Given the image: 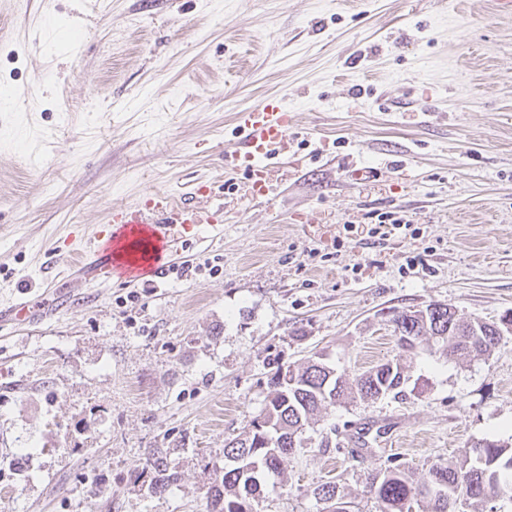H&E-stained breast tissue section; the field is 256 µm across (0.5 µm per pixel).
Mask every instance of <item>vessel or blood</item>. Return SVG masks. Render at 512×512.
<instances>
[{"instance_id": "1", "label": "vessel or blood", "mask_w": 512, "mask_h": 512, "mask_svg": "<svg viewBox=\"0 0 512 512\" xmlns=\"http://www.w3.org/2000/svg\"><path fill=\"white\" fill-rule=\"evenodd\" d=\"M236 142L224 154L226 171H245L254 199H266L273 161L290 163L293 115L279 103L265 102L237 112ZM209 185H198L190 199L156 194L112 209L79 249L78 274L90 282L119 277L126 282H158L174 269L173 257L184 239L202 240L224 232L223 205L207 206Z\"/></svg>"}]
</instances>
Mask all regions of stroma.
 <instances>
[{
  "mask_svg": "<svg viewBox=\"0 0 512 512\" xmlns=\"http://www.w3.org/2000/svg\"><path fill=\"white\" fill-rule=\"evenodd\" d=\"M280 101L299 172L270 200L225 173L236 112ZM376 176L349 182L320 154ZM224 236L158 285L71 276L108 209L198 183ZM409 229L370 236L380 214ZM217 260L219 270L204 264ZM0 512H207L224 443L315 354L346 378L393 358L396 311L512 315V15L496 0H10L0 10ZM401 399L318 414L260 512H378L387 459L423 476L512 444V334L407 357ZM177 479L151 488L156 459Z\"/></svg>",
  "mask_w": 512,
  "mask_h": 512,
  "instance_id": "obj_1",
  "label": "stroma"
}]
</instances>
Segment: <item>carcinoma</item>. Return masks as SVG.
Returning <instances> with one entry per match:
<instances>
[{
	"mask_svg": "<svg viewBox=\"0 0 512 512\" xmlns=\"http://www.w3.org/2000/svg\"><path fill=\"white\" fill-rule=\"evenodd\" d=\"M427 317L417 310L393 313V332L401 354L358 375L350 383L344 374L319 361L297 368L276 367L269 378L272 388L260 414L244 434L224 445V468L215 472L208 492L209 512H257L260 480L280 474L283 460L302 445L310 420L348 396L363 401L404 395L409 377L402 354L410 353L430 338L450 357L485 356L501 337L476 321H465L452 308L430 304ZM152 482L162 492L176 480V472L161 463ZM370 493L379 512H411L412 504L425 499L431 512H451L457 500L468 505L512 497V447L481 440L465 449L453 466L435 464L417 479L402 464L388 465L371 475Z\"/></svg>",
	"mask_w": 512,
	"mask_h": 512,
	"instance_id": "carcinoma-1",
	"label": "carcinoma"
}]
</instances>
